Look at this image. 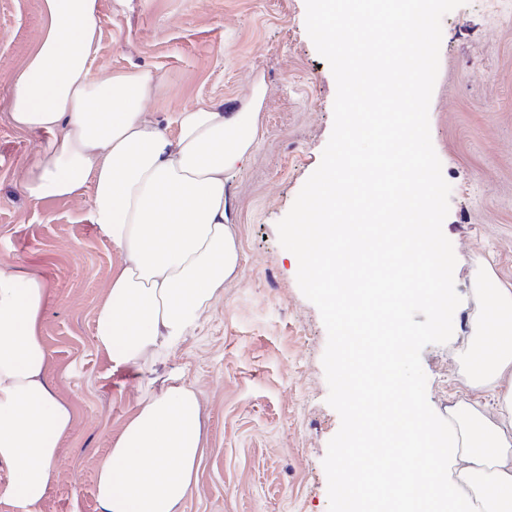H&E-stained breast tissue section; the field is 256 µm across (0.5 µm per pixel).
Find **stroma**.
<instances>
[{
  "instance_id": "obj_1",
  "label": "stroma",
  "mask_w": 512,
  "mask_h": 512,
  "mask_svg": "<svg viewBox=\"0 0 512 512\" xmlns=\"http://www.w3.org/2000/svg\"><path fill=\"white\" fill-rule=\"evenodd\" d=\"M41 0H0V268L40 276L41 334L53 393L73 414L39 512H102L96 472L138 400L140 372L113 368L94 320L119 250L88 201L30 200L22 189L38 145L6 103L41 28ZM93 71L160 77L148 116L168 135L183 109L235 111L262 79L264 134L226 184L240 273L192 336L159 366L200 391L203 453L178 512H337L334 470L351 435L349 397L332 372L339 337L319 294L288 256L285 229L339 147L343 95L331 54L308 22L310 0H98ZM421 121L433 172V234L447 257L442 311L413 301L417 332L404 368L421 412L440 430L466 400L465 351L476 287L512 289V0H435Z\"/></svg>"
}]
</instances>
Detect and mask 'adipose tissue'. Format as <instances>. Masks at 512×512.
<instances>
[{
    "mask_svg": "<svg viewBox=\"0 0 512 512\" xmlns=\"http://www.w3.org/2000/svg\"><path fill=\"white\" fill-rule=\"evenodd\" d=\"M433 0H319L310 19L335 49L337 27L368 15L402 43L381 55L368 80L341 72L350 96L383 99L387 112L363 119L343 113L342 140L351 148V177L323 167L316 191L325 207L317 249L305 226L292 228L288 254L329 309H341L338 331L357 343L332 364L341 388L364 384L391 394L383 405L349 408L358 472L340 471L342 496L360 512H512V289L496 288L482 304L466 350L471 388L490 393V413L459 405L453 422L463 442L434 430L418 410L403 371L415 332L402 321L411 300L442 308L445 294L429 226L435 213L424 133L415 106L420 69L415 48L425 39ZM43 24L7 102L11 123L40 135L23 189L33 201L91 198V219L121 251L94 338L114 368H154L201 323L239 254L225 190L262 135V84L234 112L204 105L184 109L176 136L151 122L146 104L159 79L132 68L96 77L98 0H41ZM400 17L397 25L389 17ZM373 151H363L366 142ZM378 201L375 241L353 228L336 247V205L363 195ZM375 245L379 259L361 267L350 288L336 270ZM47 299L34 274L0 269V465L11 478L0 488L22 512H37L47 494L61 438L73 424L67 404L48 384L49 354L41 336ZM199 391L183 376L143 387L133 415L100 463L96 493L103 512H177L202 453Z\"/></svg>",
    "mask_w": 512,
    "mask_h": 512,
    "instance_id": "adipose-tissue-1",
    "label": "adipose tissue"
}]
</instances>
